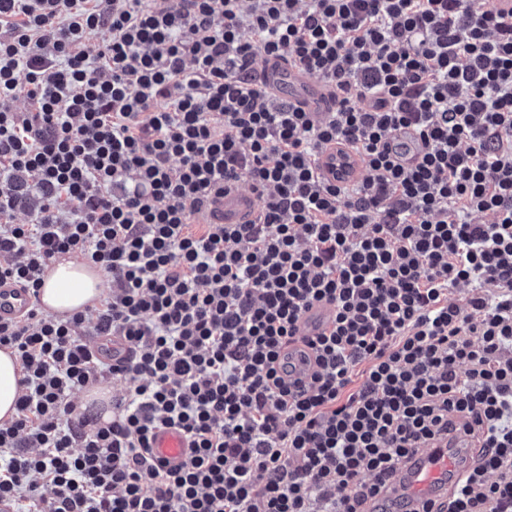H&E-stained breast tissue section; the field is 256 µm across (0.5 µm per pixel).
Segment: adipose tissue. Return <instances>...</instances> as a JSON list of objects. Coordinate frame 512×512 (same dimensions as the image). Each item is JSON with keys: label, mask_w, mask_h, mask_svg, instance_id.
<instances>
[{"label": "adipose tissue", "mask_w": 512, "mask_h": 512, "mask_svg": "<svg viewBox=\"0 0 512 512\" xmlns=\"http://www.w3.org/2000/svg\"><path fill=\"white\" fill-rule=\"evenodd\" d=\"M102 272L76 258L54 264L41 288L47 312L69 314L97 302L104 294Z\"/></svg>", "instance_id": "ef3b65f1"}]
</instances>
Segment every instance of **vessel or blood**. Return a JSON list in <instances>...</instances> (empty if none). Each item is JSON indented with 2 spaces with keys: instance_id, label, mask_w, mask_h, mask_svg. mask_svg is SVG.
Segmentation results:
<instances>
[{
  "instance_id": "obj_1",
  "label": "vessel or blood",
  "mask_w": 512,
  "mask_h": 512,
  "mask_svg": "<svg viewBox=\"0 0 512 512\" xmlns=\"http://www.w3.org/2000/svg\"><path fill=\"white\" fill-rule=\"evenodd\" d=\"M264 75L271 86L288 84L301 86L302 76L287 67H266ZM365 164L362 157L349 148L331 150L320 159V172L332 178L342 175L350 180H358L363 175ZM259 200L248 188L231 189L224 197L211 202L206 218L215 224H246L257 221ZM34 305L33 297L12 284L0 285V318L16 320ZM331 315L330 307L319 305L310 310L301 323V333L314 336L321 332ZM293 365L292 378L308 379L315 369L314 358L303 344H295L288 351ZM154 454L169 465L178 464L189 452L190 444L185 435L176 428H163L157 431L154 442ZM462 443H454L451 448H428L422 451L418 464L410 470L400 472L399 478L390 486L391 494L402 492L417 495L427 500L444 499L449 488L461 476L460 458Z\"/></svg>"
}]
</instances>
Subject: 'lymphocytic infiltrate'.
Here are the masks:
<instances>
[{"label":"lymphocytic infiltrate","mask_w":512,"mask_h":512,"mask_svg":"<svg viewBox=\"0 0 512 512\" xmlns=\"http://www.w3.org/2000/svg\"><path fill=\"white\" fill-rule=\"evenodd\" d=\"M499 2L0 0V282L39 293L65 255L111 277L91 312L0 321L22 374L0 421V502L368 512L400 466L460 432L462 478L416 512H512ZM258 59L332 89L330 115L280 100ZM337 144L364 156L357 183L319 174ZM229 185L257 191L258 223L203 221ZM320 303L331 323L300 336ZM89 334L130 357L97 358ZM299 341L316 369L291 383ZM108 377L126 383L111 418L77 413L73 395ZM167 426L191 443L175 466L152 454Z\"/></svg>","instance_id":"obj_1"}]
</instances>
